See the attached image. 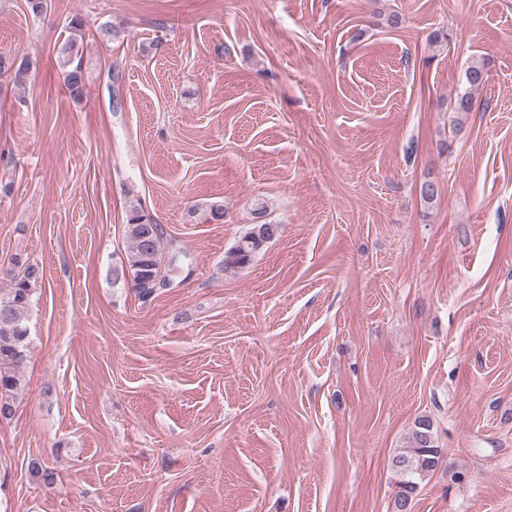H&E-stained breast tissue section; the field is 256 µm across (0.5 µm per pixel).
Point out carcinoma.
<instances>
[{"label":"carcinoma","mask_w":512,"mask_h":512,"mask_svg":"<svg viewBox=\"0 0 512 512\" xmlns=\"http://www.w3.org/2000/svg\"><path fill=\"white\" fill-rule=\"evenodd\" d=\"M77 39L72 38L59 49L64 84L74 93L83 85L82 64L73 60ZM31 68L28 57L0 54V75L6 72L25 74ZM487 70L482 63H475L466 70L469 89L457 95L456 111L469 112L473 106L471 90L486 80ZM279 231V225L258 222L237 242L224 252V270L235 271L248 267L262 248ZM126 235L129 242L126 253V272L131 288L142 299L156 292L153 275L162 274L168 283L166 254L162 249L161 226L136 204L130 206L126 217ZM38 269L28 266L10 275V287L0 293V416L8 418L15 413L16 398L24 388L27 364L28 328L27 316ZM443 457L439 447L433 419L421 415L414 420L407 448L392 459V468L398 478L394 496V512H412V503L420 485L434 474Z\"/></svg>","instance_id":"cac0c4a2"}]
</instances>
